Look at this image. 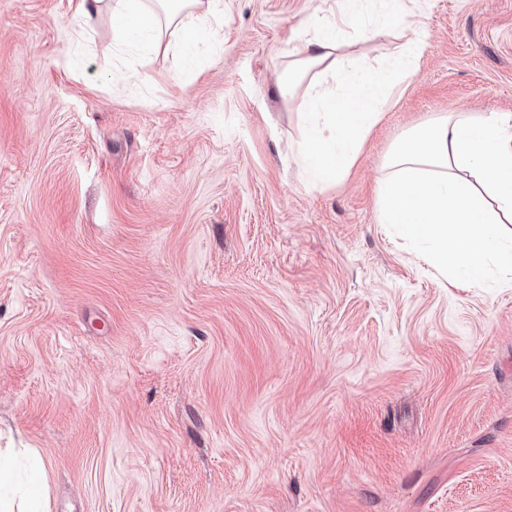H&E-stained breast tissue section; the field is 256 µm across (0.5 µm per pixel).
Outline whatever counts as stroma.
Listing matches in <instances>:
<instances>
[{"instance_id":"obj_1","label":"stroma","mask_w":512,"mask_h":512,"mask_svg":"<svg viewBox=\"0 0 512 512\" xmlns=\"http://www.w3.org/2000/svg\"><path fill=\"white\" fill-rule=\"evenodd\" d=\"M223 2L187 67L181 33L122 50L77 0H0V448L50 512H512V285L442 275L376 202L408 128L512 114V0H424L324 188L293 100L392 77L406 19ZM315 14L346 17L336 64L283 94Z\"/></svg>"}]
</instances>
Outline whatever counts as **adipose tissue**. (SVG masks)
I'll return each instance as SVG.
<instances>
[{
	"label": "adipose tissue",
	"mask_w": 512,
	"mask_h": 512,
	"mask_svg": "<svg viewBox=\"0 0 512 512\" xmlns=\"http://www.w3.org/2000/svg\"><path fill=\"white\" fill-rule=\"evenodd\" d=\"M203 5L214 12L220 0H78L76 14L88 25L109 11L117 45L151 47L167 26L189 34L204 30L206 17L198 12ZM308 26L313 34L289 72L294 80L334 62L335 39L319 19ZM418 57L415 44L401 54L396 82L353 83L340 96L313 93L298 100L308 133L297 158L309 183L326 186L348 170L379 120L382 102L398 92ZM377 197L381 223L426 244L444 271L477 280L492 269L512 283V240L497 231L512 223V115L448 112L409 128L387 155Z\"/></svg>",
	"instance_id": "ef3b65f1"
}]
</instances>
